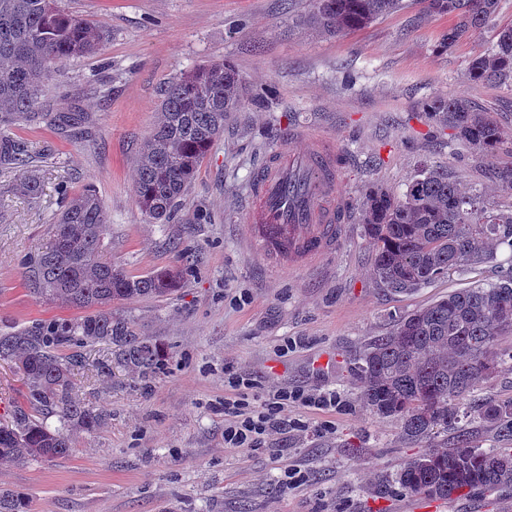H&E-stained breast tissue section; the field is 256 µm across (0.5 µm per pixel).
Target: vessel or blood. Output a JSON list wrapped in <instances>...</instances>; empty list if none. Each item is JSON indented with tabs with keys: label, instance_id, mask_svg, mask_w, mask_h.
I'll list each match as a JSON object with an SVG mask.
<instances>
[{
	"label": "vessel or blood",
	"instance_id": "obj_1",
	"mask_svg": "<svg viewBox=\"0 0 512 512\" xmlns=\"http://www.w3.org/2000/svg\"><path fill=\"white\" fill-rule=\"evenodd\" d=\"M303 151L272 155L259 171L246 206L251 234L263 252L283 256L289 268L330 251L349 212L338 182L335 151L304 129Z\"/></svg>",
	"mask_w": 512,
	"mask_h": 512
}]
</instances>
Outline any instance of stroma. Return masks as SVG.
Segmentation results:
<instances>
[{"label": "stroma", "mask_w": 512, "mask_h": 512, "mask_svg": "<svg viewBox=\"0 0 512 512\" xmlns=\"http://www.w3.org/2000/svg\"><path fill=\"white\" fill-rule=\"evenodd\" d=\"M340 36L301 23L310 0H62L66 10L109 27L91 56L62 65L41 99L58 112H83L86 124L65 137L20 123L11 133L31 153L43 183L40 198L15 194L18 171H0V331L36 320L77 317V310L29 293L22 263L49 240L60 208L58 184L93 187L109 220L114 262L140 276L198 258L170 298L115 305L140 335L170 358L141 381L127 370L97 375L103 346L83 348L74 380L80 398L106 416L74 438L68 458L0 467V491L23 497L29 512H512V490H480L453 501L401 492L396 473L422 447L400 436L396 420L363 408L353 369L364 345L397 317L448 293L512 279V251L452 271L408 295L379 288L361 236L360 203L368 185L400 190L421 161L512 209L499 168H512V88L470 81V60L490 50L497 25L512 21L500 0L493 24L448 50L437 43L453 21L427 12L423 0ZM226 60L252 96L224 125L175 218L151 222L134 193L135 160L151 134L156 89L179 71ZM458 97L492 113L501 130L495 162L433 132L425 116L435 97ZM306 128L345 152L339 174L350 220L331 252L312 267L282 273L253 241L245 201L266 156L289 147ZM263 385L335 391L336 407L293 408L306 431L270 436L267 448L243 454L224 446V369ZM332 431H323L324 422ZM512 448L471 413L449 430V445ZM297 481L283 482L285 472ZM390 480L377 494L375 476Z\"/></svg>", "instance_id": "obj_1"}]
</instances>
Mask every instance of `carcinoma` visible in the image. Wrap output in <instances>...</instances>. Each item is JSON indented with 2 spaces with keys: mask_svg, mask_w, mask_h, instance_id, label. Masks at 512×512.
I'll list each match as a JSON object with an SVG mask.
<instances>
[{
  "mask_svg": "<svg viewBox=\"0 0 512 512\" xmlns=\"http://www.w3.org/2000/svg\"><path fill=\"white\" fill-rule=\"evenodd\" d=\"M426 9L454 15L442 35L448 49L469 32L493 20L498 0H425ZM404 8V0H313L304 18L312 31L339 36ZM108 31L59 8L55 0H0V127L21 122L65 133L83 119L81 112H44L41 91L68 60L97 52ZM491 51L474 57L472 81L512 86V24L497 27ZM250 94L228 61L182 71L157 90L160 101L151 135L137 157L135 196L157 223L173 216L224 122ZM428 115L449 137L465 142L480 158L495 156L501 129L489 113L458 98L439 97ZM33 156L25 143L0 137V169H27ZM16 190L31 198L40 183L27 174ZM361 235L372 248L377 284L394 294H410L448 274L488 259L505 245L512 250V210L493 207L477 190L448 178V168L424 162L396 193L381 184L365 190ZM109 228L97 193L86 189L64 195L51 225L49 246L24 266L30 292L46 302L85 311L73 319H53L0 334V360L20 363L26 382L24 402L11 423L0 426V465L65 458L78 432H91L104 415L83 403L71 380L83 364L70 347L101 344L111 358L98 364L104 375L112 364L146 378L164 369L159 345L135 333L131 322L112 313V304L137 298H163L177 291L185 268L174 265L133 277L104 258ZM512 334V280L464 288L395 320L386 336L365 345L357 380L364 407L400 421L401 437L428 442L396 475L401 491L435 500H453L472 489L512 488V448H475L461 441L450 448L434 444L467 413L465 400L512 360L498 342ZM473 412L490 424L512 430V399L489 401ZM56 418L57 425L47 423ZM0 512H27L26 501L0 492Z\"/></svg>",
  "mask_w": 512,
  "mask_h": 512,
  "instance_id": "cac0c4a2",
  "label": "carcinoma"
}]
</instances>
